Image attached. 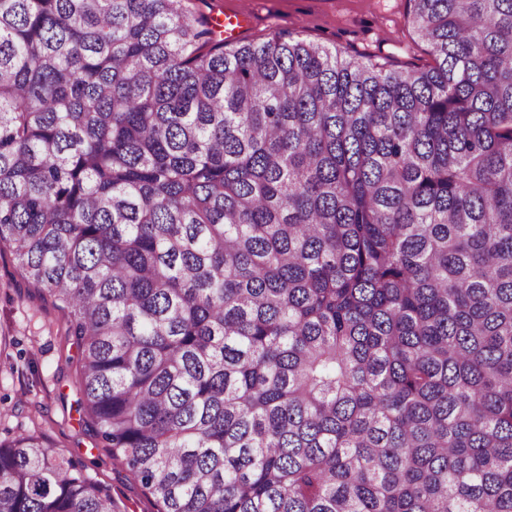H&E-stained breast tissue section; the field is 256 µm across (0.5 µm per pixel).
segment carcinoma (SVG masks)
Returning a JSON list of instances; mask_svg holds the SVG:
<instances>
[{"label": "carcinoma", "instance_id": "obj_1", "mask_svg": "<svg viewBox=\"0 0 512 512\" xmlns=\"http://www.w3.org/2000/svg\"><path fill=\"white\" fill-rule=\"evenodd\" d=\"M409 2L427 70L0 0V252L159 512H512V0ZM0 512L123 510L22 433Z\"/></svg>", "mask_w": 512, "mask_h": 512}]
</instances>
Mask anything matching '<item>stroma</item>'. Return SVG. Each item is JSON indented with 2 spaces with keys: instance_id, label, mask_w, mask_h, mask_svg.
<instances>
[{
  "instance_id": "1",
  "label": "stroma",
  "mask_w": 512,
  "mask_h": 512,
  "mask_svg": "<svg viewBox=\"0 0 512 512\" xmlns=\"http://www.w3.org/2000/svg\"><path fill=\"white\" fill-rule=\"evenodd\" d=\"M193 6L216 18L244 16L235 37L241 45L288 33L399 70L434 64L427 43L408 23V0H193ZM77 355L62 313L27 288L10 252L0 253V438L40 431L60 459L107 486L124 512H157L153 499L84 425Z\"/></svg>"
}]
</instances>
